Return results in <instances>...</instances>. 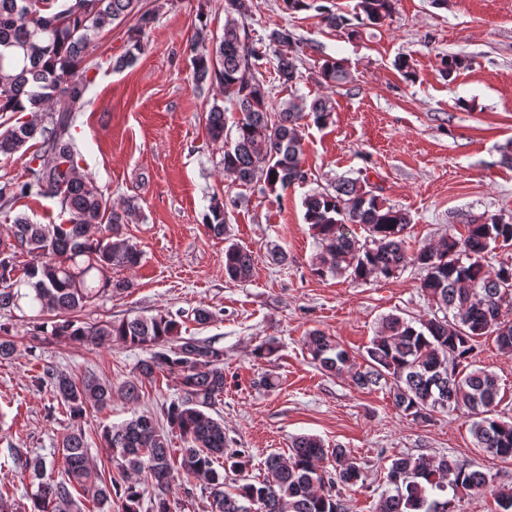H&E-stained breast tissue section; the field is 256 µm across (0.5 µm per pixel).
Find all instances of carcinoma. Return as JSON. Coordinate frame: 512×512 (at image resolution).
<instances>
[{"mask_svg": "<svg viewBox=\"0 0 512 512\" xmlns=\"http://www.w3.org/2000/svg\"><path fill=\"white\" fill-rule=\"evenodd\" d=\"M394 0H357L358 13L373 24L392 11ZM137 17L123 54L115 63L133 65L141 51V35L154 23L157 11L144 10L140 0H0V112H20L28 103L31 115L0 133V157L12 158L31 141L37 149L26 165L27 178L0 186V209L6 211L37 190L56 199L62 221L35 224L19 214L11 225L10 241L0 242V312L29 306L33 319L50 335L73 343L123 344L139 347L148 356L139 360L136 378L118 391L130 401L141 397L143 383L156 373L176 375L180 396L160 411L144 410L102 430L105 446L117 459V475L92 467L81 422L91 407L112 402V383L92 373L79 377L46 368L34 379L49 387L69 412L72 427L62 436L57 453L61 474L54 475L56 458L28 456L14 449L24 473L37 490L28 512H84L86 502L102 510L121 501L122 512H140L146 490H152L151 512H171L174 486L189 488L203 478L210 488L211 512H346L340 487L365 481L363 467L341 445L326 447L313 435L291 440L288 456L272 453L264 473L249 475L250 456L229 447L224 420L212 411L224 396V347L213 340L181 335L180 323L168 312L120 321L89 323L79 312L107 293L121 294L130 283L112 278V271L140 262L138 245L123 237L122 226L136 214L135 205L112 209L94 179L82 168L71 132L74 114L84 110L92 79L78 71L93 39L115 22ZM192 59L196 83H218L239 117L226 120L225 108L213 104L205 117L208 139L224 145V172L240 185L288 186L304 182L303 120L317 126L331 119L324 98L306 102L291 98L276 118L268 111L262 57L250 44L245 26L233 20L223 34L197 31ZM276 77L284 87L301 78L296 58L277 55ZM321 78L342 84L348 74L339 62H326ZM305 219L317 231L320 245L315 271L346 276L352 281L390 278L412 263L425 272L421 291L441 315L406 319L397 314L381 318L378 336L365 350L364 364L352 376L362 389L387 387L395 406L418 423L435 413L464 408L472 418L473 446L489 456L512 458V422L497 417L500 403L496 375L475 367L470 355L482 337H492L498 349L512 353V264L490 271L485 255L498 244H512V221L490 218L466 220V233L448 235L440 248L427 245L407 255L404 232L409 214L386 204L359 177H340L304 199ZM366 236L358 237L348 225ZM207 234L229 239L224 203L215 198L203 216ZM104 227L97 236L93 227ZM30 261L22 276L15 259ZM252 252L236 243L224 249V274L235 281L251 278ZM311 359L330 374H341L349 353L336 340L315 329L304 342ZM183 441L173 453L169 433ZM336 462L328 470V458ZM238 476L226 487V474ZM388 491L375 512H455L460 491L491 492L503 512H512V492L494 489L491 478L472 460L424 455L391 460Z\"/></svg>", "mask_w": 512, "mask_h": 512, "instance_id": "1", "label": "carcinoma"}]
</instances>
